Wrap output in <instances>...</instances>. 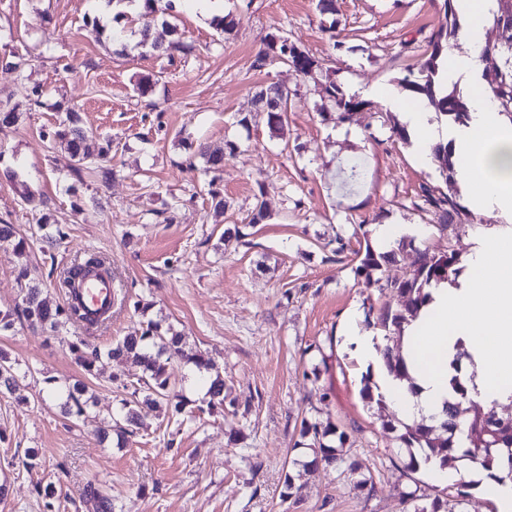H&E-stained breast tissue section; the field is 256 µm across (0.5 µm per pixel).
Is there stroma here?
<instances>
[{"label":"stroma","mask_w":512,"mask_h":512,"mask_svg":"<svg viewBox=\"0 0 512 512\" xmlns=\"http://www.w3.org/2000/svg\"><path fill=\"white\" fill-rule=\"evenodd\" d=\"M338 40L322 32L315 0H224L235 29L220 37L209 17L182 0L175 16L192 52L167 58L139 47V23L123 20L127 55L93 31L92 0H0V56L28 58L24 74L0 68V109H17L15 124L0 126V222L27 237L25 256L0 244V306L18 298L15 269L28 261L43 282L85 252L103 254L112 282L126 293L111 322L91 330L66 325L56 333L23 326L0 335L15 359L23 392L47 378L84 379L96 405L74 421L57 401L22 405L0 396V482L9 492L0 512H46L34 486L60 482L53 512H78L88 483L111 488L120 512H406L402 493L433 495L451 487L448 512H460L461 475L436 481L427 467L405 469L398 439L401 420L386 405L361 396L372 375L343 334L350 318L398 344L382 328L384 310L403 309L397 290L367 286L357 276L355 253L374 241L379 224L422 226L388 274L403 277L423 249L454 250L468 266L484 238L512 235V218L473 213L470 223L435 224L415 210L421 187L440 185L435 165L420 164L411 142L393 139L408 101L399 84L417 69L430 36L445 22L438 0H337ZM280 32L323 63L304 76L277 64L259 71L252 62L262 38ZM151 87L140 93L138 84ZM362 95L380 85L391 99L368 98L344 123L327 114L324 87ZM277 83L295 91L283 133L273 132L253 93ZM40 89L33 103L32 89ZM77 106L82 125L111 142L108 181L72 176L63 146L42 133L58 123L57 103ZM234 142L223 172L210 176L191 147ZM360 162L365 176L355 190H339L342 167ZM36 184L43 206L28 205L5 168ZM228 202L215 216L210 188ZM269 219L250 226L258 202ZM62 226L59 245L43 242L38 227ZM238 226L241 237L222 239ZM342 240L343 253L329 248ZM148 301L147 313L133 304ZM181 331L223 375L230 402L224 410L178 423L144 410L143 426L124 448L99 443L103 417L119 406L117 380L141 370L102 358L84 375L68 351L89 335L105 347L140 318ZM331 419L347 435V460L357 474L336 467L300 469L291 496L281 499L284 476L300 451L302 419ZM38 451L43 465L29 472L21 460ZM373 485L357 488L358 478Z\"/></svg>","instance_id":"1"}]
</instances>
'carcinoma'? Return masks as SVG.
Returning a JSON list of instances; mask_svg holds the SVG:
<instances>
[{"label": "carcinoma", "instance_id": "cac0c4a2", "mask_svg": "<svg viewBox=\"0 0 512 512\" xmlns=\"http://www.w3.org/2000/svg\"><path fill=\"white\" fill-rule=\"evenodd\" d=\"M458 0H441V8L445 15V25L432 34L424 53V60L415 72L401 79V84L411 92L410 100H427L434 112L445 116L454 123L464 126L470 120V113L463 97L456 87L447 88L442 83L444 60L448 57V44L455 39L460 30L459 13L456 8ZM161 0H140L138 20L141 24L142 40L140 45H146L147 33L158 14L171 15L174 5L172 0H166L164 6H159ZM497 10L492 13L490 27L497 30L496 38L486 41L478 49V62L484 57L493 55L497 68L493 71L482 69L481 80L487 85L500 104L499 114L512 124V0H496ZM317 8L323 15L331 17L329 24L323 25V31L331 37H337L336 0H317ZM277 33L265 35L253 61V67L263 70L280 62L279 54L274 46ZM291 66L298 72L309 75L322 69V64L312 58L307 52L300 51L288 56ZM325 93L336 120L345 122L351 113L360 109L365 102L355 96H345L340 92L336 83L328 82ZM296 94L282 90L279 99L282 108L268 113V122L274 128L283 126L287 117V104ZM63 118L54 131L47 134L50 142L66 143L75 161L74 172L81 175L86 170L95 173L100 170L99 164L106 161L109 147L100 143L99 138L78 126L77 110L70 106H58ZM228 151L209 150L200 148V154L206 158L208 168L219 171L224 167L226 155L234 154L238 146L227 144ZM432 162L439 172L445 188L424 186L413 207L421 212L429 213L440 224H464L471 216V211L457 198L454 190L455 168L452 160V150L448 144L438 143L432 148ZM0 242L14 245L19 251H25V242L16 239V230L12 224H0ZM408 243L400 241L398 247L385 253H378L371 247H366L365 254L356 267V274L365 278L368 285L379 288H394L406 298L405 308L396 313L386 312L379 318L381 327L397 330L402 325L414 319L420 308L428 302L429 294L425 288L431 284L455 282L459 275V258L453 251L418 252L416 267L402 280H392L383 277V266L395 260L397 252L403 250ZM112 277V268L105 259L96 253H88L82 258L74 259L71 264L59 272L56 287L70 296L74 292L76 281L87 275ZM16 282L19 287L20 301L13 305L0 307V332L10 331L16 324L27 325L32 330L55 331L66 323L82 324L88 328H101L112 319V309H105L95 315L74 302H64L53 306L43 297L42 283L32 277L26 264L16 269ZM69 352L74 356L76 364L88 375L93 374L96 363L107 356L114 360L131 361L142 369V375L137 383L128 386L127 396L121 399L122 411L118 416H111L97 430L100 441L108 440L110 434L117 436L118 445L122 446L135 436L140 425L141 406L158 408L165 406L168 417L178 419L184 413L187 398L176 391L170 381L167 366L174 362L191 364L200 373L212 369L210 360L199 350L186 348L181 334L162 328L153 320L140 321L133 325L127 333L119 338L106 350L101 349L87 337H76L68 344ZM452 387L456 398L448 404V414L442 415L437 424L424 423L403 425L404 432L399 440L407 451L408 461L404 468L416 470L422 463L435 461L442 469L453 468L459 460H469L489 472L490 477L500 481L493 464L498 458H507L506 477L512 479V422L503 424L494 419V407L477 409L472 407L478 391L468 388L460 377H454ZM16 391V367L7 354L0 351V393L13 394ZM85 384L77 380L65 387L63 391V412L66 416L78 419L87 413L88 399ZM227 399L224 378L217 375L211 379L206 397L197 406L201 413L210 414L224 409ZM300 436L308 439L307 449L311 451L312 459L304 466L317 465L334 466L345 462L342 448L346 442L345 432L330 421L311 422L302 419ZM414 501L413 512H441L443 496L424 498L418 502V496L408 494ZM84 512H116L112 495L100 485L91 483L86 486L82 496Z\"/></svg>", "mask_w": 512, "mask_h": 512}]
</instances>
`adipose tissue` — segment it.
Listing matches in <instances>:
<instances>
[{
	"mask_svg": "<svg viewBox=\"0 0 512 512\" xmlns=\"http://www.w3.org/2000/svg\"><path fill=\"white\" fill-rule=\"evenodd\" d=\"M461 2L470 18L461 38L471 51L450 52L448 76L464 85L471 119L465 129L449 134L433 123L431 112L421 103L404 107V119L420 163L430 161L431 147L440 138L451 137L457 170L471 190L474 211L512 213V126L502 120L491 93L477 80L474 56L496 4L494 0ZM429 293V302L405 326L401 338L409 377L384 375L385 401L410 421L441 414L454 396L451 380L462 344L474 356L482 403L506 400L512 394V237L487 240L462 284H442Z\"/></svg>",
	"mask_w": 512,
	"mask_h": 512,
	"instance_id": "obj_1",
	"label": "adipose tissue"
}]
</instances>
